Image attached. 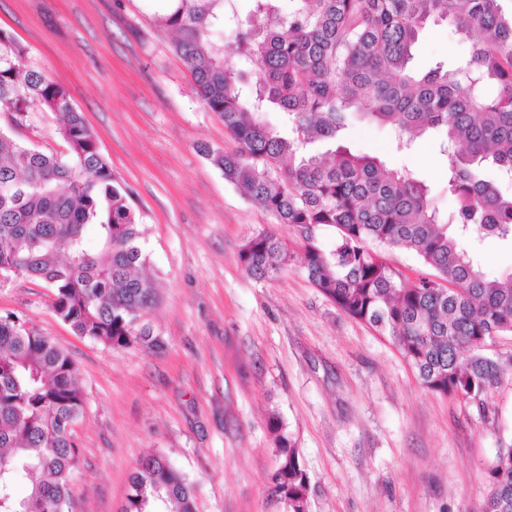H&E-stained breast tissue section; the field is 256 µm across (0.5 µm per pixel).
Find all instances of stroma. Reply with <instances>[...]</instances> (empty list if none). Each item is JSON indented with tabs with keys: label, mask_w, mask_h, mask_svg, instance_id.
Listing matches in <instances>:
<instances>
[{
	"label": "stroma",
	"mask_w": 512,
	"mask_h": 512,
	"mask_svg": "<svg viewBox=\"0 0 512 512\" xmlns=\"http://www.w3.org/2000/svg\"><path fill=\"white\" fill-rule=\"evenodd\" d=\"M157 0H0V27L26 65L62 85L97 135L144 228L160 291L149 319L162 349L113 350L75 336L43 283L0 286V316L23 318L72 358L86 394L74 427L80 465L71 512H120L137 462L167 457L194 486L196 512H287L275 493L270 415L308 477V512H483L491 467L512 441V334L485 352L505 363L486 407L424 388L389 337L342 312L307 279L296 232L249 203L197 150H233L221 119L191 89ZM445 21L418 36L412 65L462 59ZM56 113L30 102L15 136L45 152L67 144ZM429 132L407 154L391 133L354 121L355 153L405 166L443 213L455 202ZM287 240L292 263L270 280L242 269L255 232ZM492 277L512 273V242L468 244Z\"/></svg>",
	"instance_id": "35a3bbf8"
}]
</instances>
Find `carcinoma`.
<instances>
[{
	"label": "carcinoma",
	"mask_w": 512,
	"mask_h": 512,
	"mask_svg": "<svg viewBox=\"0 0 512 512\" xmlns=\"http://www.w3.org/2000/svg\"><path fill=\"white\" fill-rule=\"evenodd\" d=\"M226 0H172L154 13L177 33L174 50L192 89L219 115L232 151H199L247 201L295 228L303 270L348 316L388 336L428 390L484 405L504 371L484 354L512 333V273L490 278L462 240H512V3L507 0H255L252 24L226 31ZM447 20L469 39L456 65H411L419 32ZM0 28V113L22 124L29 102L61 118L65 153L31 148L0 128V284L43 282L56 316L112 349L158 347L147 318L159 300L143 274L148 255L129 192L100 153L97 135L67 91L25 64ZM256 60L251 82L229 57ZM272 109L282 127L264 120ZM360 117L395 132L397 148L429 130L441 137L445 216L427 183L345 145ZM315 143L331 145L326 152ZM94 227L97 243L87 242ZM336 241L319 243V227ZM403 247L435 271L409 282L381 256ZM256 280L288 267V244L270 231L239 249ZM83 387L70 357L17 316H0V512H66L79 451L73 424ZM288 512H306L308 482L292 438L269 419ZM484 512H512V443L499 448ZM122 512H195L194 489L169 460L140 461Z\"/></svg>",
	"instance_id": "carcinoma-1"
}]
</instances>
